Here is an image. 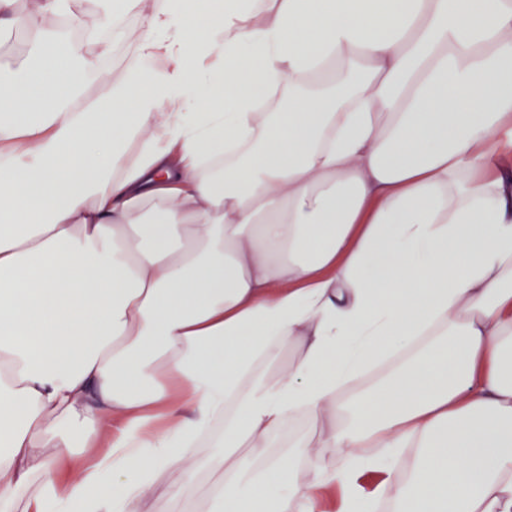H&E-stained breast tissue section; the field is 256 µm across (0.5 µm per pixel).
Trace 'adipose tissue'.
<instances>
[{
	"label": "adipose tissue",
	"instance_id": "ef3b65f1",
	"mask_svg": "<svg viewBox=\"0 0 512 512\" xmlns=\"http://www.w3.org/2000/svg\"><path fill=\"white\" fill-rule=\"evenodd\" d=\"M105 8L0 0V512H512V0ZM29 58L32 59L31 48L27 36L20 31L0 35V57Z\"/></svg>",
	"mask_w": 512,
	"mask_h": 512
}]
</instances>
